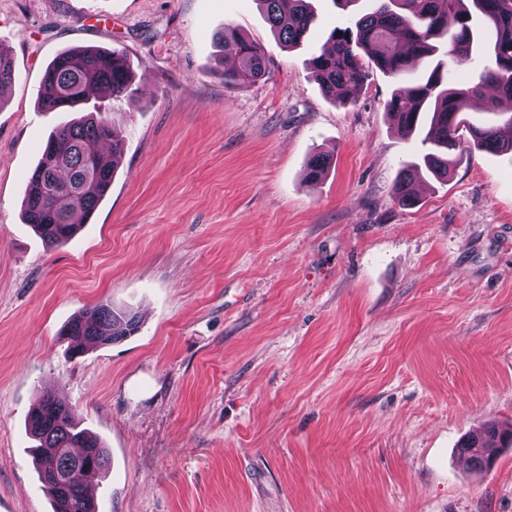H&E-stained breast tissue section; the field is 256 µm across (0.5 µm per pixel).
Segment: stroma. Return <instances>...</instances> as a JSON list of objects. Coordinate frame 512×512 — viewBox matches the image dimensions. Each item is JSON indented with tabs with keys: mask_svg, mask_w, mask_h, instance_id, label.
Masks as SVG:
<instances>
[{
	"mask_svg": "<svg viewBox=\"0 0 512 512\" xmlns=\"http://www.w3.org/2000/svg\"><path fill=\"white\" fill-rule=\"evenodd\" d=\"M312 4L288 49L257 0H0V512H53L25 422L47 390L109 451L98 512H512V446L458 457L512 429V154L462 152L398 205L421 142L382 73L323 96L309 62L354 10ZM227 26L262 46L260 80L225 83ZM77 47L124 50L137 94L89 100L122 159L50 248L23 200L71 118L40 108L42 75ZM102 300L139 332L71 357L62 327ZM498 439L502 440L498 426L495 423L487 424L482 430L470 435L461 445L459 453L467 466L482 471L492 464L490 455H485V449Z\"/></svg>",
	"mask_w": 512,
	"mask_h": 512,
	"instance_id": "35a3bbf8",
	"label": "stroma"
}]
</instances>
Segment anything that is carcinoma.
Segmentation results:
<instances>
[{
    "label": "carcinoma",
    "mask_w": 512,
    "mask_h": 512,
    "mask_svg": "<svg viewBox=\"0 0 512 512\" xmlns=\"http://www.w3.org/2000/svg\"><path fill=\"white\" fill-rule=\"evenodd\" d=\"M278 41L288 47L302 43L315 22L309 0H258ZM365 12L345 28H335L310 62L325 97L341 104L347 93L366 83L374 72L396 80L385 105L397 131L410 137L424 133L428 147L419 160L406 162L395 184L397 201L414 203L411 192L422 171L448 178L453 165L449 152L467 140L468 148L512 152V112L485 126L462 117L468 102L484 99L495 110L497 98L512 99V0H365ZM224 57L237 67L224 72L235 84L265 75V54L254 41L233 27L220 35ZM448 56V68L434 61L439 50ZM16 79L8 51L0 46V89ZM132 72L127 55L118 49L72 48L57 54L46 67L39 103L46 112H72L88 100V90L99 86L112 97H131ZM124 137L102 112L56 128L46 141L43 156L31 175L24 198V214L45 244L60 247L77 234L81 213L96 211L112 184ZM330 158L318 155L306 171L318 182L330 167ZM140 328L139 317L117 311L101 301L75 315L61 335L72 354L93 346L120 341ZM36 471L55 512H95L85 489L91 474L108 469L100 439L81 427L72 407L46 392L26 419ZM502 439L498 426L487 424L470 435L459 453L466 465L482 471L492 464L485 449Z\"/></svg>",
    "instance_id": "carcinoma-1"
}]
</instances>
